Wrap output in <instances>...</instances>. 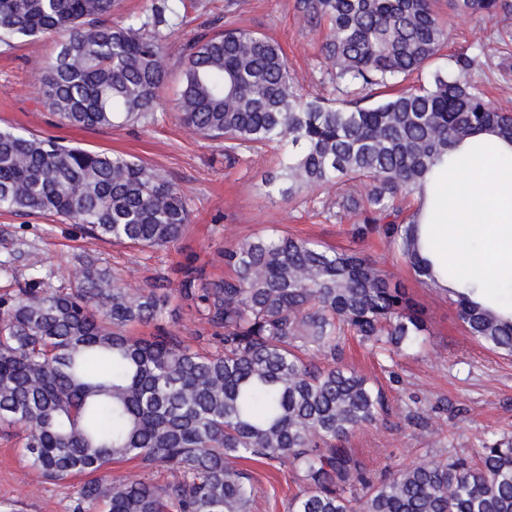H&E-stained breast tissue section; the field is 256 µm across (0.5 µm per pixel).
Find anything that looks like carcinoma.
<instances>
[{
	"mask_svg": "<svg viewBox=\"0 0 512 512\" xmlns=\"http://www.w3.org/2000/svg\"><path fill=\"white\" fill-rule=\"evenodd\" d=\"M439 0H297L323 45L336 98L304 90L281 46L228 26L183 47L179 123L242 149L280 151L267 195L328 192L325 219L377 240L415 278L437 287L422 254L427 185L463 140L490 134L512 146V113L477 75L483 48L444 54ZM120 0H0V44L58 35L38 62L45 104L82 128L152 116L167 78L168 35L185 0L112 25ZM451 15L512 18V0H448ZM0 210L39 212L91 236L142 250L178 242L190 210L159 169L121 153L0 129ZM228 274L191 264L178 288L161 277L129 288L91 266L72 288L31 278L0 295V425L14 430L36 480L81 479L76 512H252L240 461L286 463L302 490L288 512H512V439L474 458L403 466L375 483L342 447L389 410L385 391L344 363L341 336L393 358L430 335L423 308L364 253L278 230L224 248ZM482 348L512 357V308L474 282L444 289ZM207 325L191 343L160 325L172 294ZM140 471L111 480L112 464ZM180 478L159 486L146 471Z\"/></svg>",
	"mask_w": 512,
	"mask_h": 512,
	"instance_id": "carcinoma-1",
	"label": "carcinoma"
}]
</instances>
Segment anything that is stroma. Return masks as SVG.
<instances>
[{
  "label": "stroma",
  "instance_id": "35a3bbf8",
  "mask_svg": "<svg viewBox=\"0 0 512 512\" xmlns=\"http://www.w3.org/2000/svg\"><path fill=\"white\" fill-rule=\"evenodd\" d=\"M188 17L169 36L163 64L168 79L148 122L85 129L60 122L42 102L38 61L54 56L60 39H17L0 46V129L51 136L92 151L121 152L167 174L187 196L191 221L173 246L141 252L91 239L73 224L39 213L17 216L0 211V293L33 276L49 289L78 281L87 263L105 269L128 287L173 277L190 262L209 278L220 276L224 248L269 227L327 244L360 246L381 267L414 292L427 308L432 334L424 352L394 359L374 357L349 336L340 344L346 362L377 377L391 402L387 423L356 431L348 446L374 476L452 454L472 455L490 439L512 436V358L478 347L465 335L456 309L443 291L417 282L405 261L374 241L354 243L344 224L327 221L320 201L295 204L266 196L262 182L278 169L274 153L242 152L224 159V144L192 134L177 118L181 49L224 24L247 28L276 40L305 90L327 93L321 82L325 28L311 27L296 0H187ZM486 47L492 69L486 95L512 111V20L456 21L449 52ZM254 512H287L298 493L288 467L249 463ZM78 481L34 482L13 442L0 437V512H72Z\"/></svg>",
  "mask_w": 512,
  "mask_h": 512
}]
</instances>
